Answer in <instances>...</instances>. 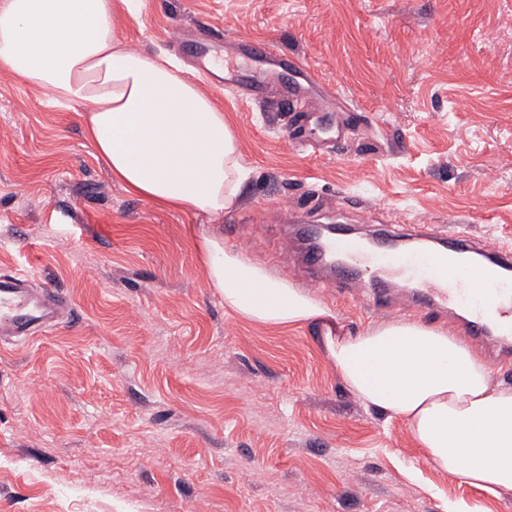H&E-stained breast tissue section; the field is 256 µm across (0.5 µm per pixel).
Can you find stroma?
<instances>
[{"instance_id": "1", "label": "stroma", "mask_w": 512, "mask_h": 512, "mask_svg": "<svg viewBox=\"0 0 512 512\" xmlns=\"http://www.w3.org/2000/svg\"><path fill=\"white\" fill-rule=\"evenodd\" d=\"M133 45L184 61L175 34L218 32L225 60L269 42L336 91L346 136L310 154L293 109L199 82L236 131L247 178L218 221L128 194L75 111L0 71V273L51 285L72 321L0 349V512H512L427 461L408 423L365 407L310 322L271 329L224 306L190 237L297 287L286 212L360 235L462 226L512 250V0H142ZM376 313L317 296L344 334L455 312Z\"/></svg>"}]
</instances>
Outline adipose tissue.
Listing matches in <instances>:
<instances>
[{
  "instance_id": "adipose-tissue-1",
  "label": "adipose tissue",
  "mask_w": 512,
  "mask_h": 512,
  "mask_svg": "<svg viewBox=\"0 0 512 512\" xmlns=\"http://www.w3.org/2000/svg\"><path fill=\"white\" fill-rule=\"evenodd\" d=\"M137 0H0V69L83 105L85 137L131 195L215 220L245 179L223 111L165 55L118 31ZM208 277L241 318L272 328L328 321L320 299L224 245L194 238ZM342 379L366 405L406 420L437 466L491 493L512 491V388L446 329L397 320L326 336Z\"/></svg>"
}]
</instances>
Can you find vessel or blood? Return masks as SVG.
<instances>
[{"instance_id":"vessel-or-blood-1","label":"vessel or blood","mask_w":512,"mask_h":512,"mask_svg":"<svg viewBox=\"0 0 512 512\" xmlns=\"http://www.w3.org/2000/svg\"><path fill=\"white\" fill-rule=\"evenodd\" d=\"M218 45H204L193 53L195 70L208 81L244 91L260 100L278 94L295 100L306 116H313L301 81L316 75L297 56L276 60L270 48L248 51L243 61L217 69ZM417 235L434 240L429 250L405 251L388 245L364 246L356 239L333 237L311 224H297L293 234L306 263L317 270L314 288L347 290L352 299L369 300L381 311L390 310L383 272L409 273L421 281L415 305H441L462 312V333L476 341L489 335L512 337V251L460 230L437 238L433 228H417ZM64 301L50 287H33L30 277L0 275V340L27 341L67 319Z\"/></svg>"}]
</instances>
